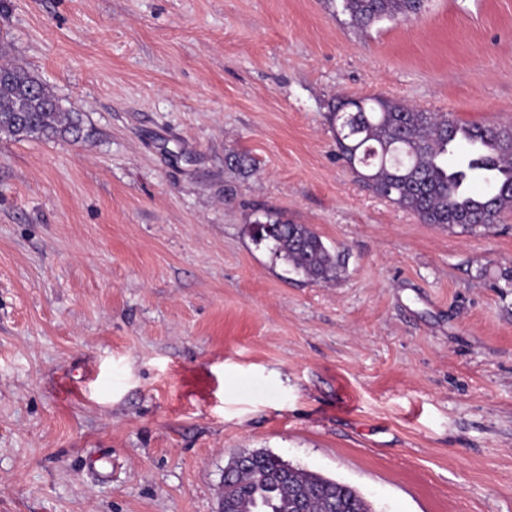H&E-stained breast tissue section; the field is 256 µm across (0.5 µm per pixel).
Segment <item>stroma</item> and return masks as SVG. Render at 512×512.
<instances>
[{
    "instance_id": "stroma-1",
    "label": "stroma",
    "mask_w": 512,
    "mask_h": 512,
    "mask_svg": "<svg viewBox=\"0 0 512 512\" xmlns=\"http://www.w3.org/2000/svg\"><path fill=\"white\" fill-rule=\"evenodd\" d=\"M6 4L0 44L87 136L0 139V512H216L259 450L375 512H512V208L422 223L329 116L512 124V0L366 28L339 0ZM269 212L336 278L256 244ZM264 231L276 259L312 281L329 280L337 274L335 256L320 236L306 224H289L277 214H267Z\"/></svg>"
}]
</instances>
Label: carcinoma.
I'll return each mask as SVG.
<instances>
[{
	"instance_id": "obj_1",
	"label": "carcinoma",
	"mask_w": 512,
	"mask_h": 512,
	"mask_svg": "<svg viewBox=\"0 0 512 512\" xmlns=\"http://www.w3.org/2000/svg\"><path fill=\"white\" fill-rule=\"evenodd\" d=\"M425 0H342L353 24L410 19ZM365 111L333 112L340 157L373 193L392 188L390 200L424 224L478 234L494 228L512 205V124H461L448 114L411 109L399 102L365 98ZM85 138L82 114L63 108L25 65L0 69V139ZM465 146L455 167L448 151ZM266 238L276 259L313 281L337 274L335 256L305 224L267 215ZM255 464L230 473L234 512H291L295 491L310 493L307 512H373L354 487L303 468L282 484L267 475L282 468L280 456L254 452Z\"/></svg>"
}]
</instances>
